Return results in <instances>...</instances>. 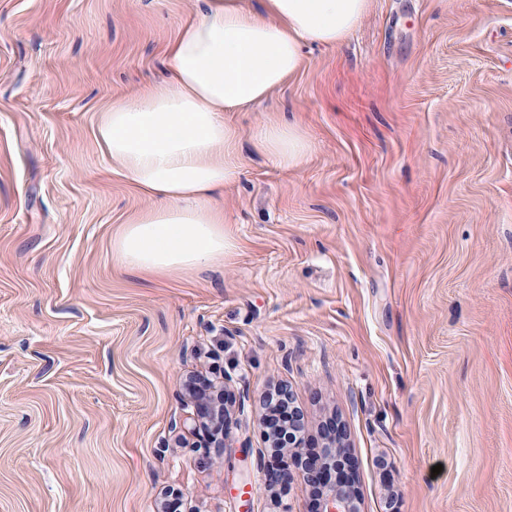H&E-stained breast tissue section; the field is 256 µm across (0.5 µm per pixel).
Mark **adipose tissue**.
Listing matches in <instances>:
<instances>
[{"instance_id":"adipose-tissue-1","label":"adipose tissue","mask_w":512,"mask_h":512,"mask_svg":"<svg viewBox=\"0 0 512 512\" xmlns=\"http://www.w3.org/2000/svg\"><path fill=\"white\" fill-rule=\"evenodd\" d=\"M198 16L167 44L166 86L106 109L94 136L102 153L155 205L112 241L128 269L166 274L208 266L231 246L216 191L237 174L236 131L223 115L267 99L294 78L306 43L334 45L357 27L368 0H198ZM251 147L279 167L308 151L286 123L254 133Z\"/></svg>"}]
</instances>
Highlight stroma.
I'll return each mask as SVG.
<instances>
[{"instance_id":"35a3bbf8","label":"stroma","mask_w":512,"mask_h":512,"mask_svg":"<svg viewBox=\"0 0 512 512\" xmlns=\"http://www.w3.org/2000/svg\"><path fill=\"white\" fill-rule=\"evenodd\" d=\"M194 0H0V512H276L264 395L310 453L337 420L360 512H512V0H370L343 43L225 122L234 243L144 276L112 240L152 199L101 153L162 84ZM286 121L283 169L250 135ZM228 377V446L182 383ZM440 474H432L433 466ZM254 151L273 160L281 168L297 166L308 151V142L301 132L287 123L268 124L250 138Z\"/></svg>"}]
</instances>
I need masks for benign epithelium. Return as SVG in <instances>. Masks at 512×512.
<instances>
[{
    "mask_svg": "<svg viewBox=\"0 0 512 512\" xmlns=\"http://www.w3.org/2000/svg\"><path fill=\"white\" fill-rule=\"evenodd\" d=\"M225 385L216 384L206 379L198 382V392L187 397L193 406V413L183 421L185 429L196 432L201 428L208 430L209 444L215 452L223 454L227 438L228 408L225 407ZM274 398L279 409H288V422L272 418L264 413L259 423L268 432L281 425L293 434L286 451L296 460L297 469L292 470L274 461L269 462L267 486H275L281 491L288 490L295 481H301L317 496L319 512H359L358 493L353 485L351 466L346 455L341 453L338 441L344 432L335 425L325 433L326 446L320 456L306 453L308 436L302 412L294 406L293 394L285 385H280L266 394Z\"/></svg>",
    "mask_w": 512,
    "mask_h": 512,
    "instance_id": "benign-epithelium-1",
    "label": "benign epithelium"
}]
</instances>
